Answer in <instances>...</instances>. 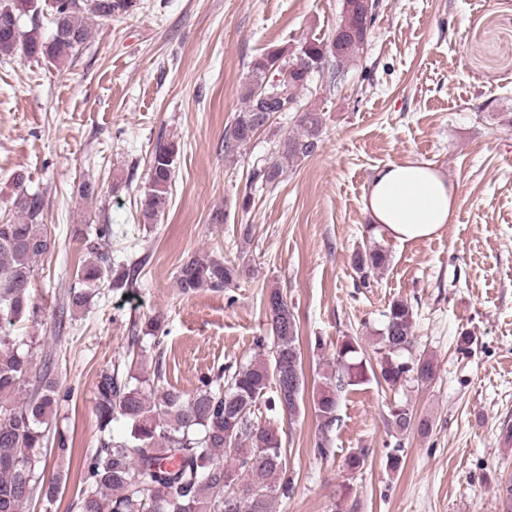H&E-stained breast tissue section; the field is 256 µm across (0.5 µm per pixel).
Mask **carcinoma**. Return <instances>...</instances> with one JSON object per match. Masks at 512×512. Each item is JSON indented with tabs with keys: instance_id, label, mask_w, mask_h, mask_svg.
<instances>
[{
	"instance_id": "obj_1",
	"label": "carcinoma",
	"mask_w": 512,
	"mask_h": 512,
	"mask_svg": "<svg viewBox=\"0 0 512 512\" xmlns=\"http://www.w3.org/2000/svg\"><path fill=\"white\" fill-rule=\"evenodd\" d=\"M39 0H8L0 7V57L22 53L62 64L75 56L90 35L89 21L120 17L133 0H52L53 32L39 34ZM358 9L353 31L338 40L308 39L301 47L271 49L250 65L225 149L247 145L258 132L259 97L286 96L300 110L297 131L279 139L274 159L256 165L250 183L276 184L297 159L310 156L323 134L322 113L302 103L308 89L309 69L322 73L330 59L343 70L356 61L375 15L361 0H342V10ZM29 22L30 29L23 28ZM180 142L160 141L150 163L144 189L142 215L150 224L163 213L168 201ZM17 218L0 221V512H25L35 499L51 503L62 489V474L46 477L47 455L54 448L57 459L67 456L66 436L51 431L50 421L64 396L59 391L56 364L37 362L33 341L13 334L15 324L26 318L38 321L44 307L31 293L38 259L48 253L52 240L42 223L43 200L38 193L19 187L13 200ZM78 238L88 246L92 259L76 270L80 287L64 295L66 307L87 306L95 288L107 282L111 288H132L139 263L114 265L101 242L112 238V227L94 231L78 228ZM354 269L364 280L383 270L388 255L382 248L362 246L354 257ZM242 268L210 252L190 255L180 266L177 285L184 296L207 288L222 291L241 275ZM268 334L255 338L259 357L240 367L218 369L188 394L167 380L163 363L162 317L148 319L133 328L126 355L102 370L95 387L97 448L81 463L83 489L79 512H272V504L288 495L292 478L287 474L286 451L271 416L293 419L301 415L305 397L303 356L298 326L287 299L271 290L265 300ZM376 364L360 357L361 348L348 338L336 348L340 369L323 375L312 404L319 421L318 452L327 454L325 442L336 422L341 394L372 377L388 388L412 378L423 384L437 374L434 360L421 355L410 361L404 354L414 346L413 310L408 301L394 299L385 313ZM154 356L153 370L142 369L143 360ZM123 422L126 435L112 434V424ZM388 426L396 435L412 427L422 434L431 430L427 420L415 421L407 405L389 409ZM369 449L358 448L345 459L352 473L364 468Z\"/></svg>"
}]
</instances>
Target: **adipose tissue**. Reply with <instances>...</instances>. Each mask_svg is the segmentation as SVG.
<instances>
[{
  "label": "adipose tissue",
  "instance_id": "adipose-tissue-1",
  "mask_svg": "<svg viewBox=\"0 0 512 512\" xmlns=\"http://www.w3.org/2000/svg\"><path fill=\"white\" fill-rule=\"evenodd\" d=\"M455 207L447 176L417 160L378 170L366 201L374 225L401 242L434 237L452 222Z\"/></svg>",
  "mask_w": 512,
  "mask_h": 512
}]
</instances>
